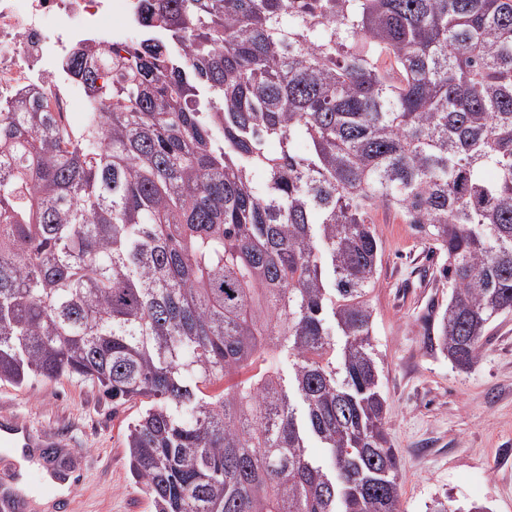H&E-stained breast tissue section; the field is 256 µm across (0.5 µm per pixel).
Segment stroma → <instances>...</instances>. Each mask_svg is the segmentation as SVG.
<instances>
[{
	"label": "stroma",
	"instance_id": "35a3bbf8",
	"mask_svg": "<svg viewBox=\"0 0 512 512\" xmlns=\"http://www.w3.org/2000/svg\"><path fill=\"white\" fill-rule=\"evenodd\" d=\"M372 218L383 247L371 295L373 344L402 508L426 512L445 495L460 512L474 504L512 512V313L490 324L478 361L459 369L435 342L449 295L439 274L444 256L394 210L378 208ZM1 408L67 441L58 463L85 475L69 490L75 512H150L124 448L140 402L116 407L91 385L39 378L0 384Z\"/></svg>",
	"mask_w": 512,
	"mask_h": 512
}]
</instances>
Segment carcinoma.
Returning <instances> with one entry per match:
<instances>
[{
	"instance_id": "1",
	"label": "carcinoma",
	"mask_w": 512,
	"mask_h": 512,
	"mask_svg": "<svg viewBox=\"0 0 512 512\" xmlns=\"http://www.w3.org/2000/svg\"><path fill=\"white\" fill-rule=\"evenodd\" d=\"M137 21L126 55L65 63L100 119L0 110V383L144 404L125 448L153 512H403L372 213L447 257L437 344L472 367L512 312V0H139Z\"/></svg>"
}]
</instances>
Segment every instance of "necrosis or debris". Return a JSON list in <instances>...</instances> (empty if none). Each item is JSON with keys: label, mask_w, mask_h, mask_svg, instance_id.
Masks as SVG:
<instances>
[{"label": "necrosis or debris", "mask_w": 512, "mask_h": 512, "mask_svg": "<svg viewBox=\"0 0 512 512\" xmlns=\"http://www.w3.org/2000/svg\"><path fill=\"white\" fill-rule=\"evenodd\" d=\"M137 0H0V107L41 94L64 121L90 110L63 64L80 46L135 43Z\"/></svg>", "instance_id": "1"}]
</instances>
